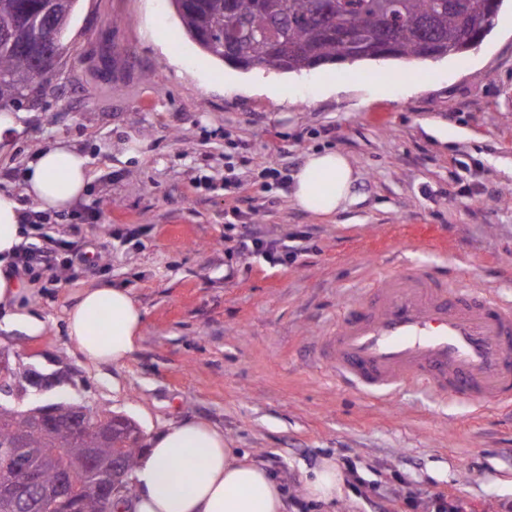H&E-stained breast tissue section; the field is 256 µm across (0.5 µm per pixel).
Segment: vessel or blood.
<instances>
[{"mask_svg": "<svg viewBox=\"0 0 512 512\" xmlns=\"http://www.w3.org/2000/svg\"><path fill=\"white\" fill-rule=\"evenodd\" d=\"M442 246L428 224L388 243L391 268L319 336L316 359L340 386L369 397L414 390L437 401L511 405L512 302L413 258Z\"/></svg>", "mask_w": 512, "mask_h": 512, "instance_id": "vessel-or-blood-1", "label": "vessel or blood"}]
</instances>
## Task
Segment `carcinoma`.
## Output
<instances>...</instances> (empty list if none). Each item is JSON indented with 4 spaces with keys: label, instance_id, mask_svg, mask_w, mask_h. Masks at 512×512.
<instances>
[{
    "label": "carcinoma",
    "instance_id": "cac0c4a2",
    "mask_svg": "<svg viewBox=\"0 0 512 512\" xmlns=\"http://www.w3.org/2000/svg\"><path fill=\"white\" fill-rule=\"evenodd\" d=\"M78 0H0V111L20 104L39 86L40 55L63 50L62 38L72 22ZM180 21L175 35L188 36L207 55L229 64L236 60L270 61L269 45L250 32L272 30L278 35L276 57L288 59L287 72L326 64L376 59L462 57L494 27L503 0H171ZM24 29L39 50L19 46L10 35ZM237 29L235 57L224 56V30ZM10 397L0 399V447L25 438L24 454L41 464L40 482L56 484L59 469L77 473L71 498L37 496L20 512H112L104 493L115 457L124 468H135L143 435L137 424L105 438L95 431L74 435L68 427L47 431L37 415L15 418ZM86 448L96 449L95 465L84 464Z\"/></svg>",
    "mask_w": 512,
    "mask_h": 512
}]
</instances>
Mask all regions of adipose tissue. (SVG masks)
<instances>
[{"label":"adipose tissue","mask_w":512,"mask_h":512,"mask_svg":"<svg viewBox=\"0 0 512 512\" xmlns=\"http://www.w3.org/2000/svg\"><path fill=\"white\" fill-rule=\"evenodd\" d=\"M358 176L339 151L306 154L293 177L296 207L331 215L356 198ZM86 156L59 143L39 151L25 172L22 195L0 192V326L35 336L44 329L22 312L26 294L10 270L31 232L29 206L44 212L72 208L86 194ZM144 313L128 288L103 281L84 289L66 316V329L83 358L94 365H117L134 350ZM136 492L115 496L112 512H287L283 481L247 453L229 447L222 429L202 420L167 424L150 438L133 473Z\"/></svg>","instance_id":"obj_1"}]
</instances>
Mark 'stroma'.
Instances as JSON below:
<instances>
[{
    "label": "stroma",
    "mask_w": 512,
    "mask_h": 512,
    "mask_svg": "<svg viewBox=\"0 0 512 512\" xmlns=\"http://www.w3.org/2000/svg\"><path fill=\"white\" fill-rule=\"evenodd\" d=\"M179 26L170 0H79L55 71L0 137L1 192L22 193L27 163L56 141L88 158L86 197L32 242L101 246L96 274L25 276L44 330H0V349L67 371L50 399L109 408L144 433L182 419L223 428L282 478L288 512H434L438 491L471 512H512V409L415 391L378 403L315 361L323 328L383 263L364 246L409 224L436 225L440 262L512 301V0L464 57L253 67L270 95L236 87L235 66L174 39ZM333 79L343 90L324 92ZM317 149L343 152L359 175L355 202L331 216L260 176L296 173ZM231 170L243 201L224 196ZM253 222L282 238L307 231L315 251L277 268L229 252L225 225ZM102 281L130 288L145 316L117 366L85 361L65 328L76 296ZM326 460L344 476L332 508L303 489Z\"/></svg>",
    "instance_id": "obj_1"
}]
</instances>
